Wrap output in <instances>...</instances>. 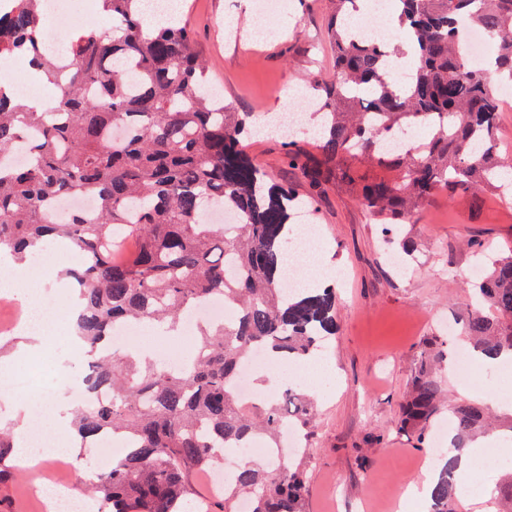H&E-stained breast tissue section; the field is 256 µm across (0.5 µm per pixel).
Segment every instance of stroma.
Masks as SVG:
<instances>
[{"mask_svg":"<svg viewBox=\"0 0 512 512\" xmlns=\"http://www.w3.org/2000/svg\"><path fill=\"white\" fill-rule=\"evenodd\" d=\"M180 2L188 8L196 49L232 111L254 112L265 104L275 112L296 107L290 89L311 91L315 76L334 70L326 33L333 0H286L273 16L274 36L255 41L247 35L253 27V0ZM229 19L240 29V39L225 34ZM293 151L309 155L313 149L279 136L251 140V154L277 183L314 198L315 213L307 221L322 229L325 265L340 272L338 330L320 355L334 374L312 395L317 414L311 425L314 453L305 471V512H390L377 488L417 480L430 453L429 446L396 431L416 356L432 338L460 346L448 326L465 308L479 254L512 253V206H503L493 190L455 197L441 190L413 223L389 230L340 183L311 187L291 162ZM399 237L417 244L402 271L391 259ZM67 301L50 284L36 300L45 315L44 338L31 358L48 366L52 403L39 394L21 406L0 402V421L14 425L24 417L37 418L56 437L59 451L82 470L86 463L79 451L59 436V419L71 408L72 384L86 366L85 355L57 333ZM440 379L453 398L474 389L491 393L498 399V418L512 417V363L482 367L466 380L445 369ZM15 463L18 471L0 485V498L11 512H41L34 488L42 477L57 475L58 467L46 456L31 459L24 447L17 449Z\"/></svg>","mask_w":512,"mask_h":512,"instance_id":"stroma-1","label":"stroma"}]
</instances>
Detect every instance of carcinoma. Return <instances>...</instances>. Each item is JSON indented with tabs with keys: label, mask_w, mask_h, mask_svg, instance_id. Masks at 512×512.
<instances>
[{
	"label": "carcinoma",
	"mask_w": 512,
	"mask_h": 512,
	"mask_svg": "<svg viewBox=\"0 0 512 512\" xmlns=\"http://www.w3.org/2000/svg\"><path fill=\"white\" fill-rule=\"evenodd\" d=\"M104 31L80 28L70 47L40 45L42 0H11L0 16V58L26 54L34 75L57 88L39 106L15 103L0 89V251L23 262L55 241L78 257L64 271L81 313L76 331L87 348L85 382L105 388L106 403L76 408L72 426L86 444L109 433L126 453L85 490L100 512H189L191 475L230 448L260 438L274 446L287 427L305 429L312 402L291 383L257 406L237 402L240 363L259 348L271 359L309 360L336 333V290H288L292 219L306 208L247 151L254 115L220 109L191 31L179 24L149 33L147 0H98ZM327 22L335 69L314 81L325 108L317 156L301 165L318 187L341 171L356 202L382 224H411L438 190L500 189L512 155L498 150L501 101L487 73L457 40L464 22L497 43L492 71L512 85V0H397L398 29L414 50L411 78L390 81L388 45L354 40L347 20L361 0H334ZM23 147L28 162L3 160ZM386 173L356 175L357 160ZM97 199L94 218L63 219L52 204L70 195ZM237 213L227 229L205 224L202 209ZM481 306L466 307L462 333L477 353H512V255L499 257L475 285ZM221 297L237 310L201 329L182 368L119 362L103 344L113 329L144 321L171 329L182 314ZM443 343L424 345L400 408L397 431L421 440L440 417L437 376ZM453 445L440 463L429 512H471L453 470L469 441L493 431L486 409L465 400L449 408ZM12 432L0 429V482L10 473ZM304 454L288 463L240 464L224 487V510L246 496L251 512H305ZM485 512H512V474L495 485Z\"/></svg>",
	"instance_id": "cac0c4a2"
}]
</instances>
